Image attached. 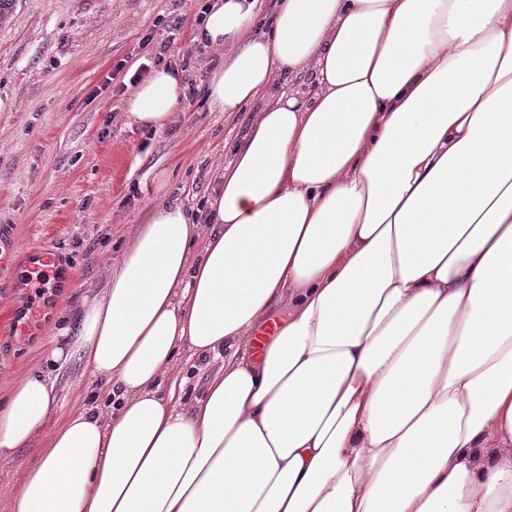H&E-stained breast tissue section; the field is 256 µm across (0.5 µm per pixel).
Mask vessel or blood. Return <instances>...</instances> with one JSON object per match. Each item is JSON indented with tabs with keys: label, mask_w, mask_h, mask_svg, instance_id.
Returning a JSON list of instances; mask_svg holds the SVG:
<instances>
[{
	"label": "vessel or blood",
	"mask_w": 512,
	"mask_h": 512,
	"mask_svg": "<svg viewBox=\"0 0 512 512\" xmlns=\"http://www.w3.org/2000/svg\"><path fill=\"white\" fill-rule=\"evenodd\" d=\"M62 264L61 255L41 245L21 246L17 238L0 234V270L10 272L14 294L24 300L46 288Z\"/></svg>",
	"instance_id": "b4317fda"
}]
</instances>
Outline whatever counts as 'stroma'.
Instances as JSON below:
<instances>
[{"mask_svg": "<svg viewBox=\"0 0 512 512\" xmlns=\"http://www.w3.org/2000/svg\"><path fill=\"white\" fill-rule=\"evenodd\" d=\"M210 0H13L0 23V225L21 244L47 245L64 256L60 278L37 302L19 332L5 318L17 307L0 292V400L32 371L55 381L52 424L101 403L99 381L79 356L47 360L65 328L77 325L86 298L105 287L137 224L157 202L198 208L232 148L244 142L257 112L282 93L304 95L310 70L275 79L266 94L238 112L210 110L209 72L224 50L195 39L197 17ZM164 53L181 70L182 101L159 131L132 121L125 101L132 75ZM223 359L180 358L193 401ZM47 442L38 432L0 468V512H11L22 467Z\"/></svg>", "mask_w": 512, "mask_h": 512, "instance_id": "obj_1", "label": "stroma"}]
</instances>
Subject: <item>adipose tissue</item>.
<instances>
[{
    "instance_id": "ef3b65f1",
    "label": "adipose tissue",
    "mask_w": 512,
    "mask_h": 512,
    "mask_svg": "<svg viewBox=\"0 0 512 512\" xmlns=\"http://www.w3.org/2000/svg\"><path fill=\"white\" fill-rule=\"evenodd\" d=\"M215 0L234 50L207 82L236 112L283 72L306 96L259 112L206 220L153 205L74 345L104 382L49 429L12 512H512V0ZM182 93L128 96L163 128ZM288 314L259 361L234 356ZM224 357L182 406V350ZM32 372L0 403V458L53 407Z\"/></svg>"
}]
</instances>
